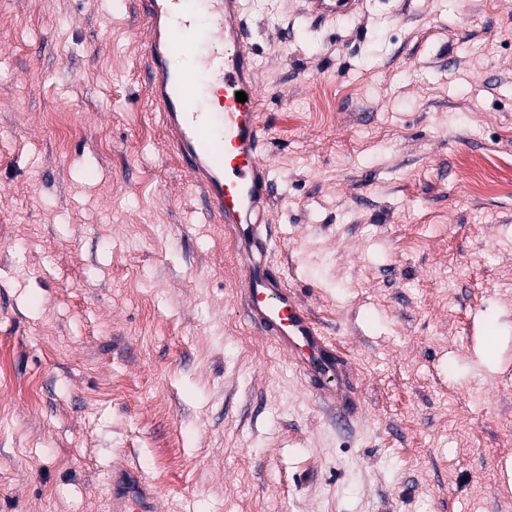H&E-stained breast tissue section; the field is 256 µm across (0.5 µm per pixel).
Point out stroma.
Wrapping results in <instances>:
<instances>
[{
  "label": "stroma",
  "instance_id": "obj_1",
  "mask_svg": "<svg viewBox=\"0 0 512 512\" xmlns=\"http://www.w3.org/2000/svg\"><path fill=\"white\" fill-rule=\"evenodd\" d=\"M242 3L271 260L357 416L249 322L135 0H0V512H110L126 464L158 512H512V0ZM307 13L315 19L325 21L336 14H353L363 4L361 0H304ZM467 167L470 171L473 190L478 192H490L496 189L495 181L488 178L485 173L486 168L482 158H471L467 162Z\"/></svg>",
  "mask_w": 512,
  "mask_h": 512
}]
</instances>
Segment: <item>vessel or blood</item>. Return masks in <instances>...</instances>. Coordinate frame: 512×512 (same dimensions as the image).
Listing matches in <instances>:
<instances>
[{
	"label": "vessel or blood",
	"mask_w": 512,
	"mask_h": 512,
	"mask_svg": "<svg viewBox=\"0 0 512 512\" xmlns=\"http://www.w3.org/2000/svg\"><path fill=\"white\" fill-rule=\"evenodd\" d=\"M311 17L355 13L361 0H305ZM146 21L148 89L168 142L216 223L248 248L242 301L249 321L286 350L318 400L338 424L358 404L351 369L269 257L265 211L273 182L262 157L264 133L255 119L258 98L250 30L240 0H138ZM232 53H224V46ZM186 65H169L174 48ZM245 102H237V92ZM155 487L135 469L112 471L111 512H158Z\"/></svg>",
	"instance_id": "obj_1"
}]
</instances>
